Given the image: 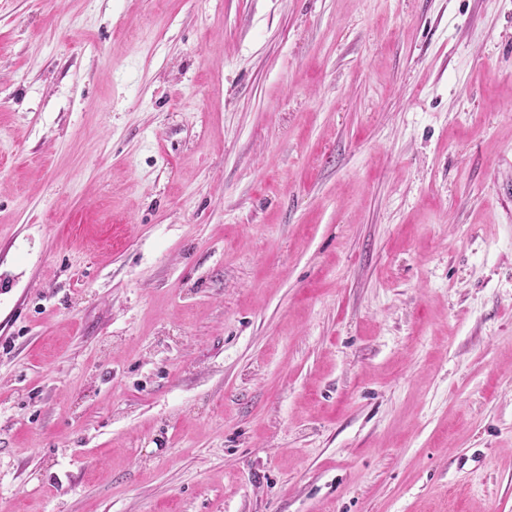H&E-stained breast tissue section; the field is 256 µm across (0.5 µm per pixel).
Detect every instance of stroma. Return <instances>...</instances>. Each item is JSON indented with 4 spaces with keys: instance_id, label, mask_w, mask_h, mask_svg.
Returning <instances> with one entry per match:
<instances>
[{
    "instance_id": "1",
    "label": "stroma",
    "mask_w": 512,
    "mask_h": 512,
    "mask_svg": "<svg viewBox=\"0 0 512 512\" xmlns=\"http://www.w3.org/2000/svg\"><path fill=\"white\" fill-rule=\"evenodd\" d=\"M0 512H512V0H0Z\"/></svg>"
}]
</instances>
